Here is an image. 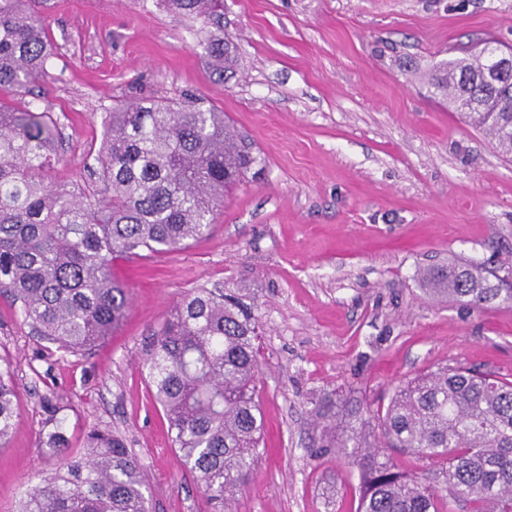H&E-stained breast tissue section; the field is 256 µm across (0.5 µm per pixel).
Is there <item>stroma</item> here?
<instances>
[{
  "mask_svg": "<svg viewBox=\"0 0 512 512\" xmlns=\"http://www.w3.org/2000/svg\"><path fill=\"white\" fill-rule=\"evenodd\" d=\"M47 24L55 182L79 184L104 109L140 97L205 98L254 140L265 170L225 196L207 239L113 263L129 309L86 355L56 352L0 294L18 404L0 447V512H16L27 484L93 428L133 448L152 512H212L143 367L154 333L202 285L247 289L262 324L265 453L235 512H356V469L333 450L309 457L322 398L373 410L429 368L512 375V305L479 313L420 279L453 259L512 268V159L428 84L460 47L512 46V0H224L225 73L195 22L155 0H51ZM52 413L67 437L57 452L44 444Z\"/></svg>",
  "mask_w": 512,
  "mask_h": 512,
  "instance_id": "obj_1",
  "label": "stroma"
}]
</instances>
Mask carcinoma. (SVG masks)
Segmentation results:
<instances>
[{
  "label": "carcinoma",
  "instance_id": "1",
  "mask_svg": "<svg viewBox=\"0 0 512 512\" xmlns=\"http://www.w3.org/2000/svg\"><path fill=\"white\" fill-rule=\"evenodd\" d=\"M49 0H0V93L26 97L44 84L54 56ZM198 20L207 53L231 63L224 0H162ZM493 47L456 58L430 79L434 92L512 155V97L485 82ZM40 98L16 106L0 98V291L24 322L64 353L92 351L122 321L128 289L112 261L180 250L210 236L224 190L261 159L251 139L205 101L142 100L104 112L91 185L75 192L48 176L56 163L58 118ZM446 302L482 312L512 304V281L477 263L451 262L421 273ZM248 296L202 286L187 293L152 339L144 366L165 412L182 465L195 474L214 512H232L258 461L264 428L256 381L260 322ZM17 390L0 370V447L10 437ZM347 425L330 408L329 448L359 474L357 512H445L448 498L469 512H512V379L463 366L438 367L398 385L374 412L347 407ZM45 445L65 443L50 414ZM378 427L382 444L367 441ZM415 456L425 476H410L387 449ZM18 512H150L145 474L124 439L92 429L84 452L23 493Z\"/></svg>",
  "mask_w": 512,
  "mask_h": 512
}]
</instances>
